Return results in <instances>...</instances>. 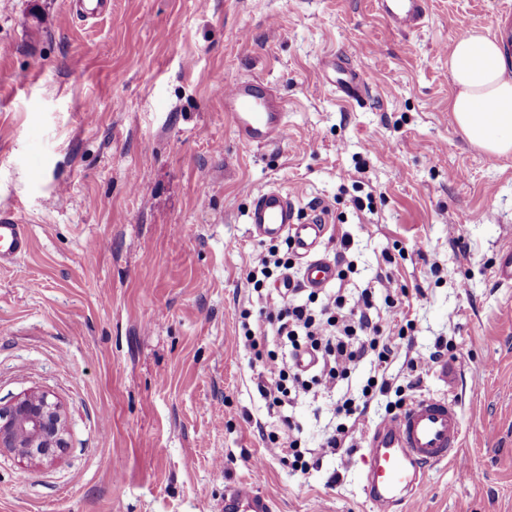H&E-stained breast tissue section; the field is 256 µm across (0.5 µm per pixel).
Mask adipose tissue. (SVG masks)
Masks as SVG:
<instances>
[{
  "instance_id": "obj_1",
  "label": "adipose tissue",
  "mask_w": 512,
  "mask_h": 512,
  "mask_svg": "<svg viewBox=\"0 0 512 512\" xmlns=\"http://www.w3.org/2000/svg\"><path fill=\"white\" fill-rule=\"evenodd\" d=\"M448 71V110L468 142L491 158L512 154V56L502 43L470 29L455 42Z\"/></svg>"
}]
</instances>
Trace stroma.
Segmentation results:
<instances>
[{"label":"stroma","mask_w":512,"mask_h":512,"mask_svg":"<svg viewBox=\"0 0 512 512\" xmlns=\"http://www.w3.org/2000/svg\"><path fill=\"white\" fill-rule=\"evenodd\" d=\"M111 2L93 25L77 0H0V213L31 238L0 270V402L47 392L68 425L53 463L0 453V512H221L257 461L277 512H372L361 436L319 452L332 402L360 395L372 358L278 406L255 355L280 345L241 341L242 311L265 304L249 265L269 246L245 212L269 187L324 217L319 255L354 268L344 294L372 287L384 324L388 291L410 302L391 389L363 424L422 394L459 405L477 481L438 465L401 512H512V286L495 276L512 155L488 160L448 110L455 41L494 33L512 0H429L410 33L374 0ZM331 54L364 100L323 84ZM245 77L273 86L288 140L238 139L216 88ZM369 193L375 211L356 210ZM440 339L410 387L409 360ZM273 435L299 439L306 472L268 455Z\"/></svg>","instance_id":"stroma-1"}]
</instances>
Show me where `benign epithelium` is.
<instances>
[{
    "label": "benign epithelium",
    "mask_w": 512,
    "mask_h": 512,
    "mask_svg": "<svg viewBox=\"0 0 512 512\" xmlns=\"http://www.w3.org/2000/svg\"><path fill=\"white\" fill-rule=\"evenodd\" d=\"M67 447L61 406L39 391L0 405V448L30 460H51Z\"/></svg>",
    "instance_id": "1"
}]
</instances>
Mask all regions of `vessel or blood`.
<instances>
[{"label": "vessel or blood", "mask_w": 512, "mask_h": 512, "mask_svg": "<svg viewBox=\"0 0 512 512\" xmlns=\"http://www.w3.org/2000/svg\"><path fill=\"white\" fill-rule=\"evenodd\" d=\"M427 0H376L377 9L395 30L406 33L423 26ZM325 84L343 97L363 99L367 87L357 73L331 57L323 72ZM224 110L239 138L265 147L288 136V122L273 89L258 79H238L220 88ZM246 222L256 237L275 241L290 236L307 261L303 284L325 288L336 278V267L316 250L327 226L319 219L298 217L287 191L269 188L254 198ZM31 240L25 224L14 212L0 214V269L29 252ZM362 489L373 512H393L420 489L430 468L458 459L463 442L461 414L455 401L445 396L422 395L408 403L394 418L379 421L364 436ZM272 499L257 491L254 481L228 487L224 512H273Z\"/></svg>", "instance_id": "b4317fda"}]
</instances>
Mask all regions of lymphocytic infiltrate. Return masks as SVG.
Returning <instances> with one entry per match:
<instances>
[{
    "label": "lymphocytic infiltrate",
    "instance_id": "f902f5d3",
    "mask_svg": "<svg viewBox=\"0 0 512 512\" xmlns=\"http://www.w3.org/2000/svg\"><path fill=\"white\" fill-rule=\"evenodd\" d=\"M373 308L370 290H363L351 302L341 292L334 291L325 293L316 306L297 297L266 304L264 321L242 325L246 347L259 346L267 322L275 325L276 336L284 342L287 359L268 355L264 361L267 378L257 385L260 395L277 405L285 398L309 391L314 384L335 387L367 354H374V381L364 385L360 400L345 399L334 409L345 421L324 441V450L330 454L354 433V420L366 413L376 392L388 390L385 376L392 358L402 348L399 337L374 321ZM304 354L316 357L308 373L299 365V358Z\"/></svg>",
    "mask_w": 512,
    "mask_h": 512
}]
</instances>
